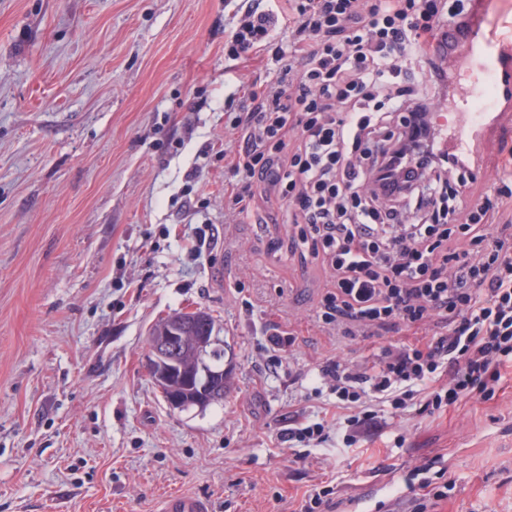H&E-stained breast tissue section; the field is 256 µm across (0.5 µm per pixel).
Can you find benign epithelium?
Segmentation results:
<instances>
[{
  "mask_svg": "<svg viewBox=\"0 0 512 512\" xmlns=\"http://www.w3.org/2000/svg\"><path fill=\"white\" fill-rule=\"evenodd\" d=\"M202 332L196 333L194 325H168L161 334L153 337L149 346L147 366L156 371L154 381L170 386L169 403L173 407L181 405L183 396L178 394L180 387H192L198 383L199 393L194 397L198 405L207 404L216 392L224 389V375L228 369L207 371L199 360V352L207 344L217 340L210 335L209 321H199Z\"/></svg>",
  "mask_w": 512,
  "mask_h": 512,
  "instance_id": "1",
  "label": "benign epithelium"
}]
</instances>
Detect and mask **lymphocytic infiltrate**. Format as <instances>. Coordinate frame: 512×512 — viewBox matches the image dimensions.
<instances>
[{"label": "lymphocytic infiltrate", "instance_id": "lymphocytic-infiltrate-1", "mask_svg": "<svg viewBox=\"0 0 512 512\" xmlns=\"http://www.w3.org/2000/svg\"><path fill=\"white\" fill-rule=\"evenodd\" d=\"M465 18L463 0L451 13L437 0H288L276 78L232 96L240 136L224 154V210L284 211L288 238L270 248L323 276L321 331L445 326L366 367L328 359L314 393L335 395L341 415L293 421L289 447L320 446L337 424L349 448L385 414L492 399L512 368V185L474 195L469 160L432 128L448 95V25ZM277 23L245 0L226 55L270 45Z\"/></svg>", "mask_w": 512, "mask_h": 512}]
</instances>
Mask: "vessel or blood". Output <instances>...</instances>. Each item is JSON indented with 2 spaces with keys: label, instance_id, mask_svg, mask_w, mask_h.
I'll return each mask as SVG.
<instances>
[{
  "label": "vessel or blood",
  "instance_id": "1",
  "mask_svg": "<svg viewBox=\"0 0 512 512\" xmlns=\"http://www.w3.org/2000/svg\"><path fill=\"white\" fill-rule=\"evenodd\" d=\"M467 23L448 31V54L468 61L479 80L451 87L457 120L438 125L443 149L456 156H476L512 114V41L503 35L507 23L490 17L487 0H472ZM160 512H210L208 501L189 493H175L161 502Z\"/></svg>",
  "mask_w": 512,
  "mask_h": 512
}]
</instances>
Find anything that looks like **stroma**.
<instances>
[{"mask_svg": "<svg viewBox=\"0 0 512 512\" xmlns=\"http://www.w3.org/2000/svg\"><path fill=\"white\" fill-rule=\"evenodd\" d=\"M241 5L0 0V512H156L175 492L300 512L316 485L334 487L332 512H411L404 478L437 456L435 512H512V382L291 462L289 416L336 412L311 393L327 359L368 365L442 327L326 335L322 278L268 249L278 211L225 224L226 102L278 67L276 45L225 56ZM196 308L232 372L223 403L175 409L145 368L148 330ZM273 323L293 326L292 366L266 348Z\"/></svg>", "mask_w": 512, "mask_h": 512, "instance_id": "35a3bbf8", "label": "stroma"}]
</instances>
